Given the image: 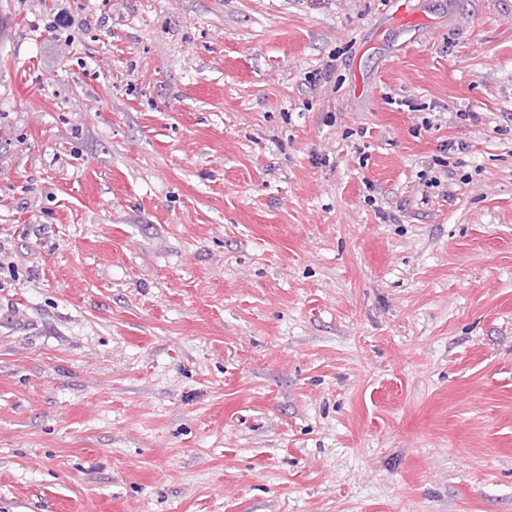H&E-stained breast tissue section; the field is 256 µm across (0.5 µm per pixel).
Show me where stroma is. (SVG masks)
Instances as JSON below:
<instances>
[{"instance_id": "35a3bbf8", "label": "stroma", "mask_w": 512, "mask_h": 512, "mask_svg": "<svg viewBox=\"0 0 512 512\" xmlns=\"http://www.w3.org/2000/svg\"><path fill=\"white\" fill-rule=\"evenodd\" d=\"M396 2L0 0V512H512V0Z\"/></svg>"}]
</instances>
